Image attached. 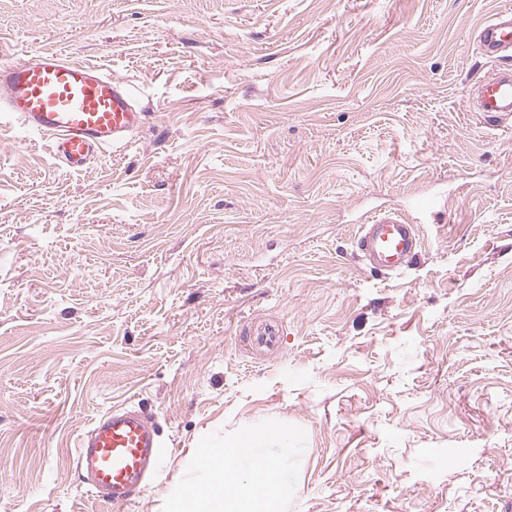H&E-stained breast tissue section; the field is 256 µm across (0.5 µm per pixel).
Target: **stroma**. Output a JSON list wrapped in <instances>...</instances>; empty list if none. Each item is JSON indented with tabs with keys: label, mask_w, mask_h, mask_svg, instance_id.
I'll use <instances>...</instances> for the list:
<instances>
[{
	"label": "stroma",
	"mask_w": 512,
	"mask_h": 512,
	"mask_svg": "<svg viewBox=\"0 0 512 512\" xmlns=\"http://www.w3.org/2000/svg\"><path fill=\"white\" fill-rule=\"evenodd\" d=\"M507 7L0 0V63L94 64L144 114L79 171L0 127V512H171L201 442L280 425V512H512V129L472 99ZM435 187L417 260L366 267L363 216ZM126 404L166 455L110 505L73 459ZM478 42L487 57L512 54V10H501L486 22L479 31Z\"/></svg>",
	"instance_id": "obj_1"
}]
</instances>
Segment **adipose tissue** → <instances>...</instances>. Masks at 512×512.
Returning <instances> with one entry per match:
<instances>
[{
    "label": "adipose tissue",
    "instance_id": "1",
    "mask_svg": "<svg viewBox=\"0 0 512 512\" xmlns=\"http://www.w3.org/2000/svg\"><path fill=\"white\" fill-rule=\"evenodd\" d=\"M287 443L282 427L242 430L218 447L204 443L196 450L206 462L203 480L179 494L175 512H276L281 464L264 449Z\"/></svg>",
    "mask_w": 512,
    "mask_h": 512
}]
</instances>
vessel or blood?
I'll return each mask as SVG.
<instances>
[{"label":"vessel or blood","mask_w":512,"mask_h":512,"mask_svg":"<svg viewBox=\"0 0 512 512\" xmlns=\"http://www.w3.org/2000/svg\"><path fill=\"white\" fill-rule=\"evenodd\" d=\"M478 42L487 57L512 54V10L486 22ZM132 100L131 89L110 73L53 50L0 65V115L52 138L58 157L74 170L95 151L127 144L142 120ZM476 110L484 121L512 125V66L487 73L476 89ZM420 246L416 225L398 214H377L359 228L360 258L380 273L403 270ZM164 455L155 419L128 404L94 419L74 461L87 493L115 505L133 499Z\"/></svg>","instance_id":"1"}]
</instances>
